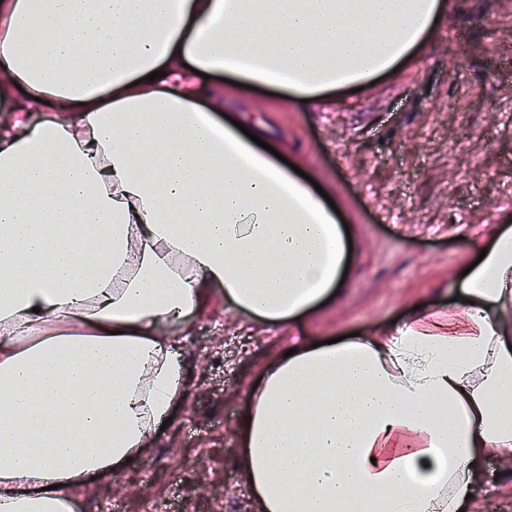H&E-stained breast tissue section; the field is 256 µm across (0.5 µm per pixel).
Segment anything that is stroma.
I'll return each instance as SVG.
<instances>
[{"mask_svg": "<svg viewBox=\"0 0 512 512\" xmlns=\"http://www.w3.org/2000/svg\"><path fill=\"white\" fill-rule=\"evenodd\" d=\"M444 2L424 45L359 92L304 106L215 79L225 114L265 127L334 202L351 237L349 275L336 301L286 327L230 310L215 288L185 328L164 327L186 368L172 420L119 472L81 486L76 512H258L241 426L288 339L311 345L448 310L475 241L512 224V0ZM502 470L499 455L480 460L470 512H512Z\"/></svg>", "mask_w": 512, "mask_h": 512, "instance_id": "stroma-1", "label": "stroma"}]
</instances>
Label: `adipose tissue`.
<instances>
[{
    "label": "adipose tissue",
    "instance_id": "adipose-tissue-1",
    "mask_svg": "<svg viewBox=\"0 0 512 512\" xmlns=\"http://www.w3.org/2000/svg\"><path fill=\"white\" fill-rule=\"evenodd\" d=\"M441 0H0V512H75L182 394L164 326L220 288L270 325L332 299L323 199L201 108L206 76L314 99L401 65ZM49 106L34 124L29 113ZM451 314L280 358L242 425L260 512H464L512 450V226Z\"/></svg>",
    "mask_w": 512,
    "mask_h": 512
}]
</instances>
